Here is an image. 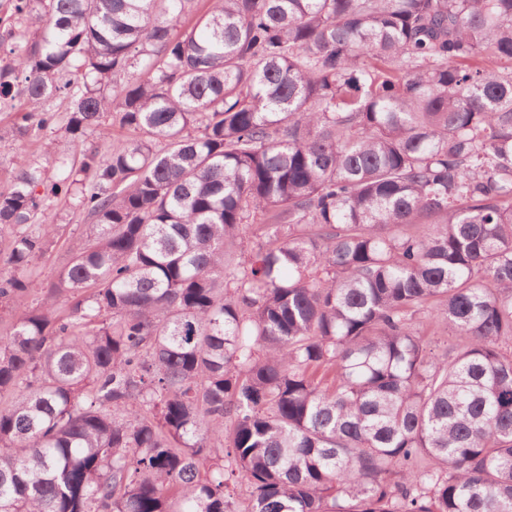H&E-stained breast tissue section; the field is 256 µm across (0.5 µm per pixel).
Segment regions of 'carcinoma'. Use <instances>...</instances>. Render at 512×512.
Instances as JSON below:
<instances>
[{"label":"carcinoma","mask_w":512,"mask_h":512,"mask_svg":"<svg viewBox=\"0 0 512 512\" xmlns=\"http://www.w3.org/2000/svg\"><path fill=\"white\" fill-rule=\"evenodd\" d=\"M194 2L6 0L0 512H512V0ZM55 153L48 157L44 154L41 140H30L25 142V149L29 159L33 162L46 166L49 169V175L53 173L54 161L58 158H68L71 160L74 156H78L82 147L70 138L62 134L56 136ZM18 143L11 139L0 141V192L10 187L11 172L13 170L17 153ZM60 234L48 245L45 253L34 260L32 271L34 277L46 287L55 281L57 272L65 267L72 257L80 251L85 243L88 224L87 215L74 209L62 197L56 209Z\"/></svg>","instance_id":"cac0c4a2"}]
</instances>
